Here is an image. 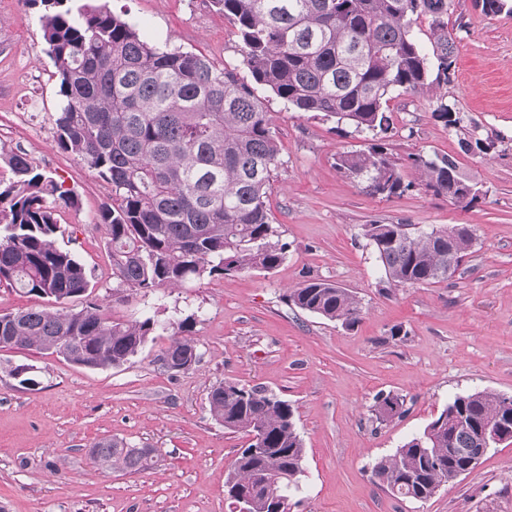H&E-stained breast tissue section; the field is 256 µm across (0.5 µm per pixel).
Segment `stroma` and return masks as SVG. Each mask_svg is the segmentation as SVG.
<instances>
[{"label":"stroma","mask_w":512,"mask_h":512,"mask_svg":"<svg viewBox=\"0 0 512 512\" xmlns=\"http://www.w3.org/2000/svg\"><path fill=\"white\" fill-rule=\"evenodd\" d=\"M69 5L107 6L157 46L200 52L250 76L233 25L209 0ZM42 12L28 0H0V142L78 195L79 208L59 211V244L90 272L105 315L131 321L197 313L191 337L199 361L170 375L155 360L163 336L104 370L35 348L0 351V512H234L224 481L245 440L225 433L207 406L210 388L223 381L265 387L293 406L305 473L291 512H512V444L492 448L423 502L394 496L371 475L376 461L422 432L455 395L487 389L512 396V17L452 0L448 27L457 49L449 83L436 96L403 94L389 103L393 153L403 162L419 152L455 155L483 190L473 206L425 192L410 167L413 190L372 195L334 166L337 152L365 148L362 135L337 131L269 93L282 159L270 218L288 245L284 262L270 274L206 277L146 295L112 277L98 222L112 202L110 187L55 146L60 100ZM443 100L456 104L473 137L494 141L488 154L460 152L455 130L432 116ZM374 221L467 224L477 244L448 281L389 288L362 236ZM313 278L356 293L363 318L354 329L289 304L288 292ZM396 326L402 333L395 337ZM20 365L30 367L33 385L20 384ZM381 394L403 400L405 415L379 416ZM104 437L155 449L154 464L100 469L89 450Z\"/></svg>","instance_id":"1"}]
</instances>
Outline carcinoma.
<instances>
[{
    "mask_svg": "<svg viewBox=\"0 0 512 512\" xmlns=\"http://www.w3.org/2000/svg\"><path fill=\"white\" fill-rule=\"evenodd\" d=\"M58 78L53 116L58 150L79 157L112 191L99 214L120 286L145 294L204 276L271 272L287 245L269 221L268 192L281 165L262 87L300 112L371 135L363 150L336 154V168L369 183L385 198L411 190L390 152L391 94L429 95L448 82L456 41L448 30L450 0H210L234 26L254 84L201 53L150 43L137 26L105 7L73 15L67 0H31ZM487 15H512V0H481ZM431 19L437 67L412 34V21ZM442 102L435 120L459 132L465 154H488L495 143L469 135L459 110ZM424 188L468 207L480 197L451 154L409 156ZM12 179L0 184V285L47 305L0 313V350L36 348L87 369L116 368L138 355L158 331L169 333L157 357L175 375L199 361L189 333L196 317L161 321L107 319L93 298L86 267L57 244L58 209L78 198L22 151L0 147ZM386 282L429 286L448 280V256L472 253L467 225H362ZM87 297L79 311L65 304ZM295 308L346 329L362 319L357 296L322 279L287 295ZM211 417L229 434L249 438L226 485L229 500L250 498V512H290L300 488L305 448L288 401L260 386L225 381L207 395ZM387 418L405 414L392 395L376 400ZM512 443V402L487 390L457 395L417 436L372 466L396 496L426 501L468 474L485 456V437ZM105 470L149 468L153 448L112 438L91 446Z\"/></svg>",
    "mask_w": 512,
    "mask_h": 512,
    "instance_id": "carcinoma-1",
    "label": "carcinoma"
}]
</instances>
